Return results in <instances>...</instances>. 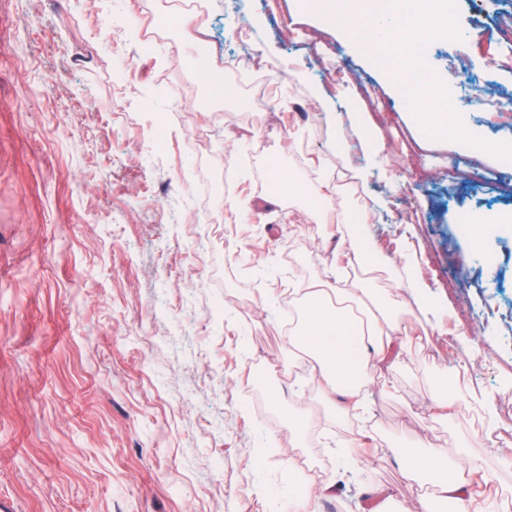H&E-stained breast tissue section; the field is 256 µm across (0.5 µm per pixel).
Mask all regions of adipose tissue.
<instances>
[{
	"mask_svg": "<svg viewBox=\"0 0 512 512\" xmlns=\"http://www.w3.org/2000/svg\"><path fill=\"white\" fill-rule=\"evenodd\" d=\"M400 329L393 315L373 312L346 289H311L300 305V325L288 342L311 360L312 371L336 394L337 412L346 415L363 404L370 360L394 364L402 344ZM402 463L412 483L430 486L453 501L454 512H483L466 496L462 470L447 449L433 447L424 457H403Z\"/></svg>",
	"mask_w": 512,
	"mask_h": 512,
	"instance_id": "obj_1",
	"label": "adipose tissue"
}]
</instances>
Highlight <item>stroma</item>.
<instances>
[{
  "label": "stroma",
  "mask_w": 512,
  "mask_h": 512,
  "mask_svg": "<svg viewBox=\"0 0 512 512\" xmlns=\"http://www.w3.org/2000/svg\"><path fill=\"white\" fill-rule=\"evenodd\" d=\"M163 2L0 0V501L291 512L305 483L316 512H421L425 491L394 451L417 458L427 444L494 473L501 494L478 500L506 512L512 223L458 224L464 210L512 211L497 159L477 186L439 165L464 145L428 138L391 77L295 0H209L213 52L187 12L163 42L143 39L145 5ZM508 14L512 0H495L492 33L426 45L449 87V60L492 59L494 86L512 93ZM325 47L361 87L323 73ZM219 53L220 81L256 87L219 99L196 84L191 61L211 71ZM200 125L219 135L199 151ZM277 172L298 193L275 195ZM362 210L369 223H350ZM354 236L376 251L377 274L358 271ZM405 271L425 288H406ZM336 286L370 289L408 329L364 410L346 416L323 381L287 383L306 361L282 333L287 296ZM451 375L467 382L445 416L431 404Z\"/></svg>",
  "instance_id": "stroma-1"
}]
</instances>
